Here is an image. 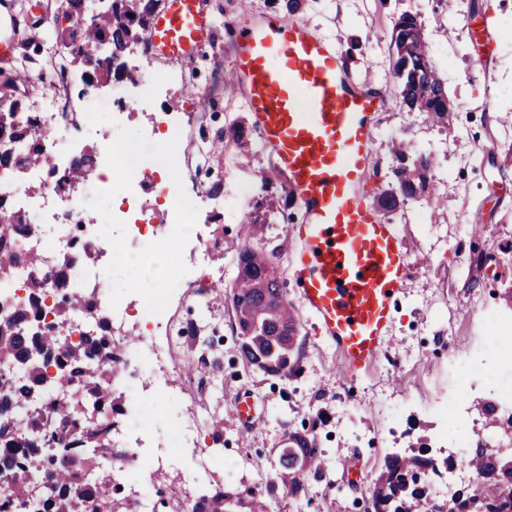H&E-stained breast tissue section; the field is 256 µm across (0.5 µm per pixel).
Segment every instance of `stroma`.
I'll list each match as a JSON object with an SVG mask.
<instances>
[{"instance_id": "obj_1", "label": "stroma", "mask_w": 512, "mask_h": 512, "mask_svg": "<svg viewBox=\"0 0 512 512\" xmlns=\"http://www.w3.org/2000/svg\"><path fill=\"white\" fill-rule=\"evenodd\" d=\"M28 7L40 25L0 2V39L13 43L10 62L0 63V102L52 99L68 86L83 134L78 144L61 139L52 148L53 154L68 156L114 141L121 125L149 130L151 112L182 114L181 176L211 198L184 250L192 257L199 240L210 241V266L196 272L199 287L170 301L160 336L177 369L156 389L137 392L138 402L151 409L149 430L128 436L127 453L143 459L193 414L220 415L222 438L202 427L195 447L171 449L156 484L175 479L187 486L206 458L211 483L265 490L286 434L298 431L314 438L328 468L322 476H307L297 496L268 493V512H367L370 483L385 456L432 442L436 409L461 388L454 373L459 355L483 352L493 333L488 318L512 323V0H453L448 8L439 0H305L296 15L334 45L356 82L384 96L367 185L372 195L380 196L394 182L390 146L397 136H409L436 164L438 209L411 202L387 216L398 225L415 266L393 302L379 361L352 381L338 372L336 349L318 322L301 309L298 363L289 376L267 377L246 368L237 357L230 301H212L205 292L211 284L232 287L240 222L259 211L263 220L253 227L252 243L276 251L287 296L297 294L289 244L305 211L258 140L244 151L224 142L225 130L250 125L251 114L244 91L226 84L217 66L232 55L227 27L275 14L277 6L250 0L245 11L240 0H200L216 23L214 38L184 58L149 62L159 75L176 73L177 84L153 101L151 112L127 111L116 123L93 128L85 127L80 103L90 95L109 101L111 87H87L75 68L61 74L66 49L51 32L65 29L67 22L56 0H28ZM405 11L419 15L455 109L447 130L405 111L396 97L390 39L394 19ZM26 52L34 59L35 76L27 84L12 82L14 64ZM218 140L222 151L208 153ZM244 393L257 407L246 434L236 415Z\"/></svg>"}]
</instances>
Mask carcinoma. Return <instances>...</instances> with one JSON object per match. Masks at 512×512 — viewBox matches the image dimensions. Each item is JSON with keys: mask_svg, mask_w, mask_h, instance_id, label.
I'll list each match as a JSON object with an SVG mask.
<instances>
[{"mask_svg": "<svg viewBox=\"0 0 512 512\" xmlns=\"http://www.w3.org/2000/svg\"><path fill=\"white\" fill-rule=\"evenodd\" d=\"M125 0L109 15L87 21L85 0H70L68 21L60 37L69 47L68 65L84 64L86 50L103 38L112 40V61L85 68L84 84L120 80L126 69L123 57L129 44L142 41L157 0ZM391 73L400 104L408 112H423L429 121L448 128L451 112L448 94L429 54L419 16L405 11L394 21L391 33ZM20 102L0 110V168L15 176L34 167L56 172L52 158L43 153L42 141L33 120L25 125L14 121ZM394 184L385 190L379 203L387 212L410 201L434 207V159L413 149L401 139L394 144ZM95 149L85 147L68 165L66 181L79 184L94 167ZM29 227L24 214L13 208L0 193V281L12 272L27 270L31 287L41 291L47 280L57 288V324L91 307L95 288L75 289L71 268L75 261L94 259L95 251L86 242L74 250L58 254L47 270L37 253L23 251L19 241ZM235 328L240 343L238 358L252 370L269 377H286L295 358V319L286 298L284 282L270 255L244 243L237 255V274L230 293ZM42 309L38 298L0 320V503L11 508L25 506L34 499L44 501L45 512H79L84 501L96 505L97 512H140L138 497L115 496L112 483L101 481L82 486L80 476L102 468V461L125 455L112 441L114 421L125 415L122 397L116 395L113 380L123 372L115 362V345L108 317L101 313L98 328L91 336L68 345L52 327H39ZM54 362L56 373L50 380L55 396L45 401L41 412L30 411L35 394L45 381L43 367ZM487 424L507 434L512 430V414L497 412L492 403L481 405ZM53 455L48 486L28 472L40 469L43 457L31 454L34 439ZM295 436L287 437L279 449L278 468L271 485L297 495L306 475L325 470L322 450L317 444L292 447ZM425 447H409L403 454L385 458L371 485V512H420L432 504L433 512H501L512 503V454H493L474 446L461 458L483 479L480 494L467 487L444 499L432 496L433 477L439 475L436 458ZM37 491H32L33 487ZM192 512H266L257 489L226 485L198 495Z\"/></svg>", "mask_w": 512, "mask_h": 512, "instance_id": "obj_1", "label": "carcinoma"}]
</instances>
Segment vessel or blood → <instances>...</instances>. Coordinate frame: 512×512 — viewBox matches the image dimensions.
<instances>
[{"mask_svg":"<svg viewBox=\"0 0 512 512\" xmlns=\"http://www.w3.org/2000/svg\"><path fill=\"white\" fill-rule=\"evenodd\" d=\"M214 29L198 0H167L144 52L178 60ZM228 36L225 75L244 87L252 130L307 214L296 229L298 303L335 346L340 374L357 378L382 352L391 299L412 266L397 226L365 191L382 98L356 86L336 50L304 22L278 16L231 26Z\"/></svg>","mask_w":512,"mask_h":512,"instance_id":"b4317fda","label":"vessel or blood"}]
</instances>
